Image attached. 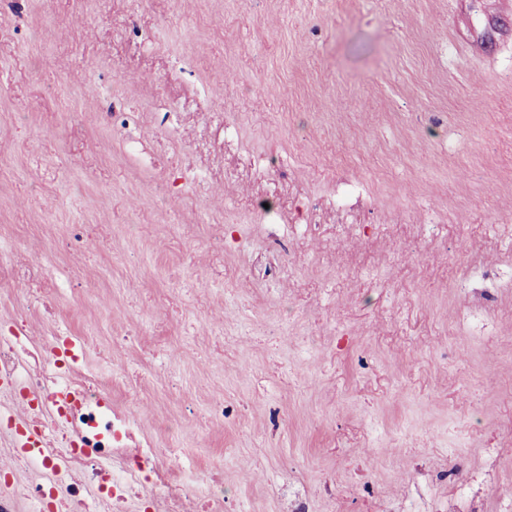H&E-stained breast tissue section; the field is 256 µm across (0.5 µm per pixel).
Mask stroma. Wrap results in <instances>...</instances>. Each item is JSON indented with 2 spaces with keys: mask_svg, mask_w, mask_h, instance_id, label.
<instances>
[{
  "mask_svg": "<svg viewBox=\"0 0 512 512\" xmlns=\"http://www.w3.org/2000/svg\"><path fill=\"white\" fill-rule=\"evenodd\" d=\"M0 266L228 512H502L512 0H0Z\"/></svg>",
  "mask_w": 512,
  "mask_h": 512,
  "instance_id": "obj_1",
  "label": "stroma"
}]
</instances>
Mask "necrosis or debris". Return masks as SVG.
I'll return each instance as SVG.
<instances>
[{"mask_svg":"<svg viewBox=\"0 0 512 512\" xmlns=\"http://www.w3.org/2000/svg\"><path fill=\"white\" fill-rule=\"evenodd\" d=\"M20 335L0 342V387L21 395L30 404L31 423L8 426L11 436L29 434L37 426L52 433V440L31 444L23 454L28 462L47 469L45 483L19 486L0 493V512H18L26 501L28 512H99L102 501L112 512H224V478L207 481L201 505H194L193 487L149 443L139 442L136 417L113 410L97 386L71 384L65 361H42L31 369L24 357ZM66 447L56 455L55 446Z\"/></svg>","mask_w":512,"mask_h":512,"instance_id":"necrosis-or-debris-1","label":"necrosis or debris"}]
</instances>
